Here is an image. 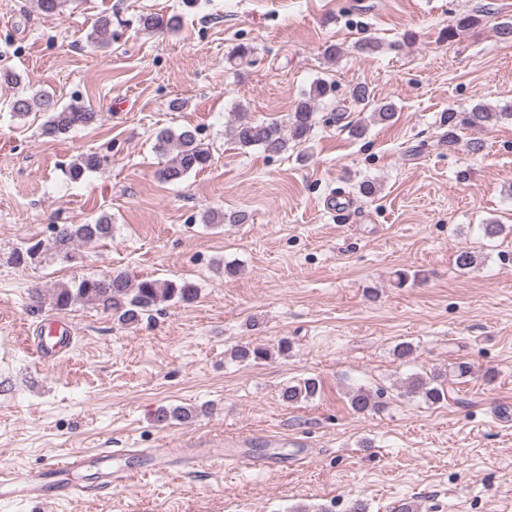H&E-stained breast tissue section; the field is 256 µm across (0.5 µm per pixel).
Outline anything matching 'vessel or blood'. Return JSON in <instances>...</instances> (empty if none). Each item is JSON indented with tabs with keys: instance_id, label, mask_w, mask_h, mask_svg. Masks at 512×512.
Masks as SVG:
<instances>
[{
	"instance_id": "1",
	"label": "vessel or blood",
	"mask_w": 512,
	"mask_h": 512,
	"mask_svg": "<svg viewBox=\"0 0 512 512\" xmlns=\"http://www.w3.org/2000/svg\"><path fill=\"white\" fill-rule=\"evenodd\" d=\"M69 340L70 331L67 325L56 323L48 335L40 337L35 344L34 351L37 358L41 362H49L66 349ZM150 457L153 469L159 471H173L183 464L198 466L217 460L223 461L225 466L230 468L252 469L266 464L265 459L248 453L234 454L220 449L204 454L194 448L176 453L168 448H155L151 450ZM84 462V457L69 455L54 460L41 473L8 479L0 476V496L11 492L20 497L37 498L43 501L71 496L76 493L77 488L67 481L66 474L80 468Z\"/></svg>"
}]
</instances>
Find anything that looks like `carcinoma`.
I'll use <instances>...</instances> for the list:
<instances>
[{"label": "carcinoma", "instance_id": "cac0c4a2", "mask_svg": "<svg viewBox=\"0 0 512 512\" xmlns=\"http://www.w3.org/2000/svg\"><path fill=\"white\" fill-rule=\"evenodd\" d=\"M72 2L74 0H36V6L45 18L55 19ZM180 24L181 20L177 15L165 16L157 13H144L138 20L139 31L148 34L169 33ZM111 27V16H99L87 35L88 42H107L112 36ZM330 91L331 86L324 80L314 81L310 90L295 104L286 126L276 120H254L241 108L233 114L227 135L232 143L242 149L258 146L269 155L283 153L288 150L289 143L299 144L308 139L315 124L316 104ZM350 97L361 109H371L370 119L375 124L387 125L395 118V105L375 98L366 85L354 86ZM7 106L13 115L19 117H26L31 112L47 114L44 133L50 137L92 126L100 119L99 113L84 104L58 107L54 96L45 90L33 94L20 92L8 101ZM511 116V112H493L484 106L464 112L448 111V148L456 146V131L459 127L481 129ZM154 150L158 155L167 158L165 166L160 170L161 179L167 183L182 181L190 173L205 168L211 160L209 149L198 139L196 131L187 127L178 131L165 129L158 133ZM102 165L103 158L100 155L82 154L69 165L66 174L71 181L77 182L86 174L99 170ZM246 219V214L241 211H210L206 216V221L210 224H243ZM112 231V221L108 216H100L87 224H55L50 242L30 238L10 251L8 261L18 268L40 263L47 256L72 262L79 257L78 250L81 245L109 239ZM197 297L198 288L188 281L150 278L138 280L120 270L83 277L71 286L57 287L45 298V304L57 311L68 310L77 304H95L112 313L121 323L135 325L141 321L143 315L159 309L161 305L170 302L189 305ZM234 357L241 362H259L269 359L271 352L265 346L244 343L236 348ZM405 388L406 393L419 395L431 404H439L448 399V390L441 372L414 373L406 378ZM318 391V381L307 378L284 388L282 399L293 405L314 398ZM348 401L352 410L357 413L374 411L379 407L377 395L361 386L350 389Z\"/></svg>", "mask_w": 512, "mask_h": 512}]
</instances>
